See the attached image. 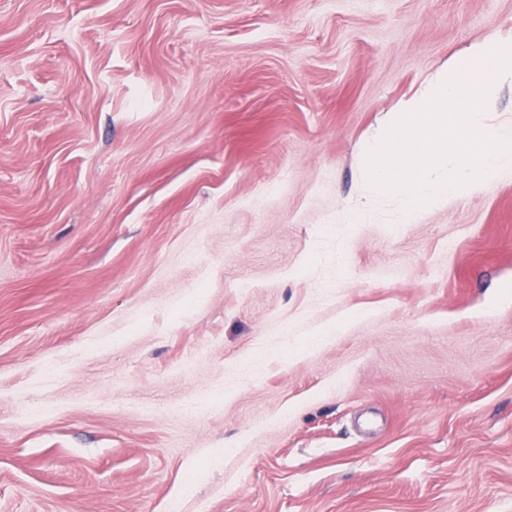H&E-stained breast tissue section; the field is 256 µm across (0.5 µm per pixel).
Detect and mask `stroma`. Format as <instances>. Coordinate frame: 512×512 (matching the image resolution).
Returning a JSON list of instances; mask_svg holds the SVG:
<instances>
[{"label": "stroma", "instance_id": "1", "mask_svg": "<svg viewBox=\"0 0 512 512\" xmlns=\"http://www.w3.org/2000/svg\"><path fill=\"white\" fill-rule=\"evenodd\" d=\"M512 0H0V512H512V176L399 221L389 113Z\"/></svg>", "mask_w": 512, "mask_h": 512}]
</instances>
